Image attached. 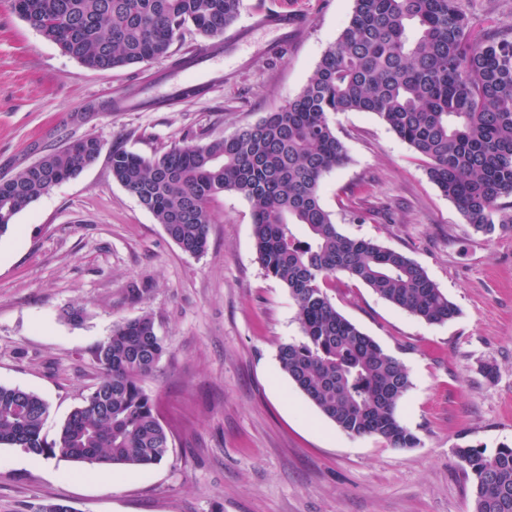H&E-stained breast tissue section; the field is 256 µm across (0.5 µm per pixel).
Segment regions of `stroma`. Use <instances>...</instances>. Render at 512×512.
<instances>
[{"mask_svg": "<svg viewBox=\"0 0 512 512\" xmlns=\"http://www.w3.org/2000/svg\"><path fill=\"white\" fill-rule=\"evenodd\" d=\"M353 0H244L238 25L270 9L303 29L275 53L273 31L212 58L197 95L180 91L186 35L167 57L92 71L0 0V179L67 139L97 138V160L42 195L0 236V385L38 394L54 440L101 377L94 350L115 324L151 315L166 344L143 378L173 432L164 460L116 466L105 483L76 464H25L0 446V512L60 502L73 512H472L455 450L512 442V224L477 233L430 182L414 151L375 114L331 115L349 160L321 202L343 233L420 264L459 309L429 324L338 276L337 310L408 368L402 422L418 437L393 448L326 419L279 369L302 336L288 291L256 257L249 203L212 205L208 248L184 253L113 177L119 146L144 157L183 140L230 135L295 97L347 26ZM472 37L512 28V0H459ZM132 95L112 111L108 102ZM365 213V222L353 212ZM79 308L80 321L66 319Z\"/></svg>", "mask_w": 512, "mask_h": 512, "instance_id": "35a3bbf8", "label": "stroma"}]
</instances>
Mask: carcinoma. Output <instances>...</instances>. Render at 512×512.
I'll return each instance as SVG.
<instances>
[{"instance_id":"carcinoma-1","label":"carcinoma","mask_w":512,"mask_h":512,"mask_svg":"<svg viewBox=\"0 0 512 512\" xmlns=\"http://www.w3.org/2000/svg\"><path fill=\"white\" fill-rule=\"evenodd\" d=\"M14 12L85 68L115 70L169 54L185 32L224 35L243 0H11ZM377 115L425 163L429 180L473 225L491 236L511 224L512 31L471 38L457 0H354L348 25L301 91L235 133L185 140L149 158L112 149V178L152 213L185 253L208 244L211 204L234 192L253 212L257 260L291 296L302 338L279 346L280 370L337 428L412 448L397 416L410 388L396 356L345 318L327 294L347 275L393 306L442 324L459 311L427 271L400 251L342 233L321 203L323 178L348 148L330 115ZM68 141L0 180V235L48 188L95 161ZM165 344L152 316L115 325L95 349V389L42 437L46 402L0 385V446L98 468H147L171 448V432L140 385ZM471 476L472 512H512V445L455 449Z\"/></svg>"}]
</instances>
